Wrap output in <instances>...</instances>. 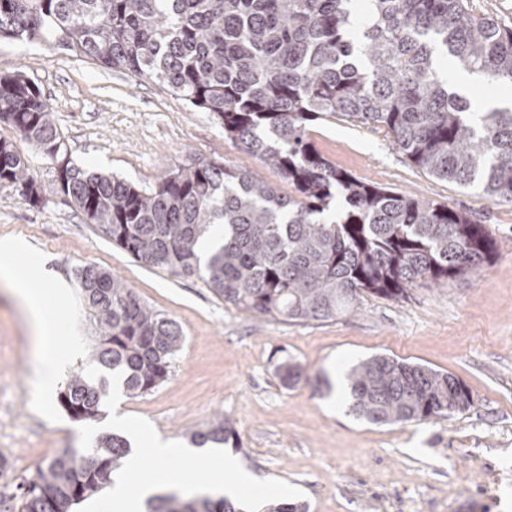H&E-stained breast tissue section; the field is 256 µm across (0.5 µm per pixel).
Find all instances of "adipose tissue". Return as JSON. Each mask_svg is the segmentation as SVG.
<instances>
[{
  "mask_svg": "<svg viewBox=\"0 0 512 512\" xmlns=\"http://www.w3.org/2000/svg\"><path fill=\"white\" fill-rule=\"evenodd\" d=\"M28 245L18 237L0 239V278L5 279L12 294L24 306L36 333L35 359L40 401H47L56 391L72 354L62 347L61 339L70 328L68 290L54 277L22 279L15 272L18 257L26 254ZM111 428L130 432L138 444L124 465L114 472L109 498L96 512H145L149 498L168 491L193 497H225L240 501L251 512H257L264 500L280 494L277 486L259 485L256 477L241 467L237 459L222 448H184L171 438L143 426H132L125 414L113 412ZM179 456L183 464L167 468L169 457ZM207 459L211 474L203 481L190 478L188 471L200 459ZM163 467V475L148 472L147 461Z\"/></svg>",
  "mask_w": 512,
  "mask_h": 512,
  "instance_id": "adipose-tissue-1",
  "label": "adipose tissue"
}]
</instances>
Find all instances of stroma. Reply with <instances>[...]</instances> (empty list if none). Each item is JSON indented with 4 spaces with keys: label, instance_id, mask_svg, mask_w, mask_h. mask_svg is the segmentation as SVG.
<instances>
[{
    "label": "stroma",
    "instance_id": "obj_1",
    "mask_svg": "<svg viewBox=\"0 0 512 512\" xmlns=\"http://www.w3.org/2000/svg\"><path fill=\"white\" fill-rule=\"evenodd\" d=\"M24 73L46 96L72 163L148 187L189 157L223 159L278 174L231 140L209 113L157 83L99 67L40 42L0 41V75ZM319 151L366 181L448 204L485 225L497 256L471 277L414 287L407 299L364 297L355 316L289 324L224 304L196 278L137 262L100 236L55 191L53 165L26 142L43 200L0 185V237L30 245L16 273L48 271L71 290L69 371L101 373L96 330L76 272L93 264L125 281L140 301L177 321L185 340L158 388L126 396L110 383L96 419L77 422L51 402H33L34 331L0 280V457L10 469L0 495H15L61 449L94 447L113 401L131 420L188 443L215 414L232 417L238 445H225L264 482L288 487L308 512H512V200L439 181L396 150L384 132L338 117L311 125ZM450 373L468 388L464 412L425 422L377 425L349 409L345 374L374 355ZM292 359L309 381L286 387L275 371Z\"/></svg>",
    "mask_w": 512,
    "mask_h": 512
}]
</instances>
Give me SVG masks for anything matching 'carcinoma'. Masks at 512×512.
Wrapping results in <instances>:
<instances>
[{"label":"carcinoma","mask_w":512,"mask_h":512,"mask_svg":"<svg viewBox=\"0 0 512 512\" xmlns=\"http://www.w3.org/2000/svg\"><path fill=\"white\" fill-rule=\"evenodd\" d=\"M0 0V40L42 41L133 78L159 83L214 114L224 137L288 181L281 194L259 173L193 159L149 187L68 165L57 194L84 223L132 258L185 278L249 314L323 322L356 312L366 295L407 298L420 283L477 273L496 255L482 224L446 204L361 181L309 140L308 127L342 114L385 130L432 177L512 199V105L474 111L473 98L440 74L447 57L463 72L512 85V29L472 12L465 0ZM0 184L31 204L42 188L20 139L54 160L63 135L40 87L0 76ZM214 224L221 244L201 261ZM77 278L99 329L95 360L131 397L161 385L184 334L149 309L112 272L82 267ZM286 386L311 381L288 359ZM350 410L373 424L425 422L468 409L452 375L375 355L347 373ZM105 381L74 372L58 395L75 421L100 413ZM237 438L217 414L191 433L196 447ZM130 446L117 434L93 448H65L23 486L21 512H73L111 482ZM149 512H236L225 499L157 496Z\"/></svg>","instance_id":"obj_1"}]
</instances>
